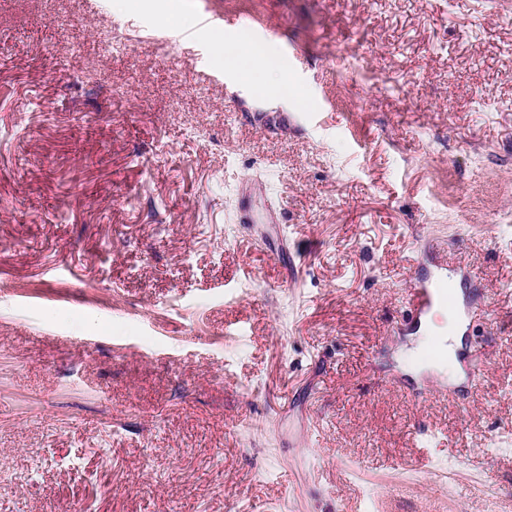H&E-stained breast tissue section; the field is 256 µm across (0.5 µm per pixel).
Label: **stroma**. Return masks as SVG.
<instances>
[{
	"mask_svg": "<svg viewBox=\"0 0 512 512\" xmlns=\"http://www.w3.org/2000/svg\"><path fill=\"white\" fill-rule=\"evenodd\" d=\"M116 2L0 0V512H512V0ZM212 39L218 48L223 49L224 44L225 53L247 60L248 66L238 70L241 81L252 83L261 79L264 90L281 91L284 86L281 69L272 64L271 56L266 50L243 38L236 39L231 44L224 42V37L219 34H213ZM448 283L431 282L415 288L413 305L419 318L427 314L435 305L448 303Z\"/></svg>",
	"mask_w": 512,
	"mask_h": 512,
	"instance_id": "1",
	"label": "stroma"
}]
</instances>
